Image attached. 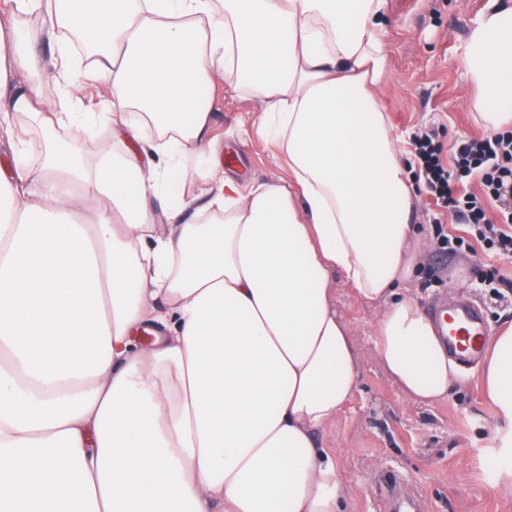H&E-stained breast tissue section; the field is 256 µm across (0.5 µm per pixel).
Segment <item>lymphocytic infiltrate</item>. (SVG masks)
<instances>
[{
  "label": "lymphocytic infiltrate",
  "mask_w": 512,
  "mask_h": 512,
  "mask_svg": "<svg viewBox=\"0 0 512 512\" xmlns=\"http://www.w3.org/2000/svg\"><path fill=\"white\" fill-rule=\"evenodd\" d=\"M416 176L439 208L467 226L466 236H449L440 217L432 224L438 242L449 249L480 245L489 257L512 259V132L464 135L444 148L435 130L415 134ZM478 183L479 192L469 191Z\"/></svg>",
  "instance_id": "obj_1"
}]
</instances>
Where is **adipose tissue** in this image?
<instances>
[{
  "instance_id": "ef3b65f1",
  "label": "adipose tissue",
  "mask_w": 512,
  "mask_h": 512,
  "mask_svg": "<svg viewBox=\"0 0 512 512\" xmlns=\"http://www.w3.org/2000/svg\"><path fill=\"white\" fill-rule=\"evenodd\" d=\"M388 0H52L15 46L0 26V108L47 133L37 172L0 165V512H343L349 485L316 434L357 387L335 275L379 305L375 346L408 400L459 379L439 325L403 290L425 241L380 91ZM97 48L43 69L62 31ZM473 107L512 128V0L465 46ZM105 112H58L18 73ZM261 103L287 177L248 185L195 90ZM106 128L95 163L51 135ZM202 155L204 169L189 167ZM204 180L202 198L168 199ZM512 447V324L474 370Z\"/></svg>"
}]
</instances>
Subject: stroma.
I'll return each instance as SVG.
<instances>
[{
  "instance_id": "1",
  "label": "stroma",
  "mask_w": 512,
  "mask_h": 512,
  "mask_svg": "<svg viewBox=\"0 0 512 512\" xmlns=\"http://www.w3.org/2000/svg\"><path fill=\"white\" fill-rule=\"evenodd\" d=\"M488 0H388L387 78L382 94L391 125L404 142L419 129L437 128L444 147L480 133L467 102L474 88L463 48ZM205 106L230 157L227 175L249 183L284 175L272 145L253 133L261 107L249 92L220 84ZM486 270L466 252L429 243L406 293L439 313L465 300L480 309L488 332L512 323V302L491 300ZM337 309L349 324L360 360L358 387L336 421L321 434L336 449L351 486L347 512H379L386 476L419 496L426 512H512V455L503 453L494 411L475 378L452 387L446 401L409 402L385 371L374 345L376 307L336 284Z\"/></svg>"
}]
</instances>
